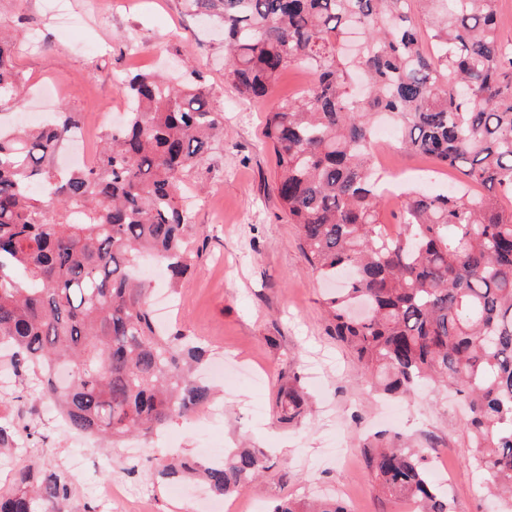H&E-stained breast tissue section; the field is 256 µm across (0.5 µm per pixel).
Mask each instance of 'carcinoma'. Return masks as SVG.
I'll list each match as a JSON object with an SVG mask.
<instances>
[{
    "label": "carcinoma",
    "mask_w": 512,
    "mask_h": 512,
    "mask_svg": "<svg viewBox=\"0 0 512 512\" xmlns=\"http://www.w3.org/2000/svg\"><path fill=\"white\" fill-rule=\"evenodd\" d=\"M184 4L224 27V77L238 96L272 100L265 138L281 207L310 272L345 279L323 300L336 340L384 395L452 387L467 410L470 463L487 476L497 512H512V42L500 38L495 0ZM294 64L312 83L279 97ZM19 84L0 31V100ZM127 96L125 123L105 132L91 168L55 165L79 125L64 107L49 124L0 132V346L13 348V371L32 372L71 429L114 444L151 437L211 398L190 379L206 350L159 330L140 268L150 258L176 286L194 267L183 173L224 132L200 79L140 73ZM381 116L398 126L401 148L461 179L443 193L407 189L392 241L371 162ZM279 408L280 422L294 425L308 397L290 386ZM29 436L0 423V454ZM426 460L401 443L369 454L384 493L417 512H451ZM267 469L262 450L233 448L222 463L156 457L149 472L168 483L201 478L225 498ZM71 495L65 472L29 460L0 488V512H62ZM270 512L349 510L334 496L312 508L282 498Z\"/></svg>",
    "instance_id": "carcinoma-1"
}]
</instances>
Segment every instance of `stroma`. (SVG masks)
<instances>
[{
	"mask_svg": "<svg viewBox=\"0 0 512 512\" xmlns=\"http://www.w3.org/2000/svg\"><path fill=\"white\" fill-rule=\"evenodd\" d=\"M70 17L58 21L46 0H0V24L19 38L14 61L24 86L19 101L0 102V125L59 107L95 124L99 112L125 100L122 81L137 72L185 79L181 60L202 74L214 107L224 114V136L185 179L197 187L187 236L202 255L172 293L166 328L203 343L228 381L216 382L212 421L180 419L158 435L106 448L71 430L41 398L31 376L15 374L0 352V417L30 425L34 436L0 456V487L22 460L62 470L72 478L63 512H110L99 483L124 473L126 506L149 496L151 512H207L175 498L172 484L147 479L148 458L168 452L199 455L240 442L264 449L270 469L242 493V505L262 507L284 497L311 498L344 490L352 512H407L406 501L380 493L366 445L379 434L401 433L427 448L430 466L450 468L454 512H492L482 479L469 463L463 411L442 387L406 401L368 397L364 371L331 336L322 306L326 288L309 272L295 225L283 214L275 188L274 153L263 136L271 103L242 101L224 79V33L185 11L182 0H67ZM405 186L443 189L449 176L420 156L391 146ZM310 396L299 425L278 419L281 389L292 376Z\"/></svg>",
	"mask_w": 512,
	"mask_h": 512,
	"instance_id": "1",
	"label": "stroma"
}]
</instances>
